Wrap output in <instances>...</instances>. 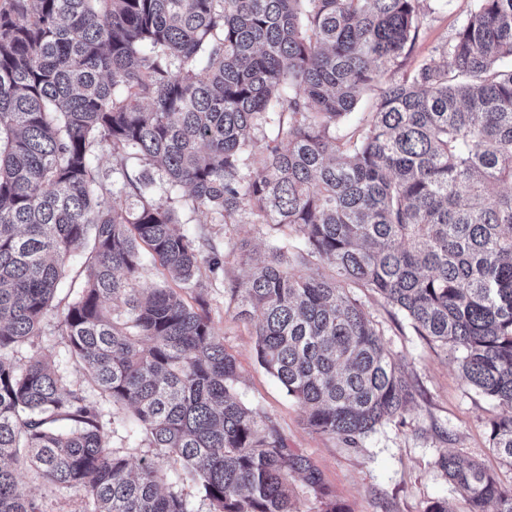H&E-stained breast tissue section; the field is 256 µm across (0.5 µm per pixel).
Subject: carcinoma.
<instances>
[{
    "label": "carcinoma",
    "mask_w": 512,
    "mask_h": 512,
    "mask_svg": "<svg viewBox=\"0 0 512 512\" xmlns=\"http://www.w3.org/2000/svg\"><path fill=\"white\" fill-rule=\"evenodd\" d=\"M420 2L0 0V512H42L11 468L23 456L32 480L83 492L78 512H193L188 484L208 512H298L295 474L342 512L237 399L236 361L195 293L223 262L174 229V202L201 224L292 230L261 259L240 246L249 286L228 292L314 432L355 446L412 399L351 294L366 288L457 353L504 409L489 441L512 460V0H474L442 61L400 76ZM105 148L110 184L94 164ZM79 251L58 325L75 381L18 353ZM146 253L163 280L144 294L130 280ZM107 404L131 409L135 469L108 446ZM164 460L181 465L166 485ZM436 464L472 512H512L479 465Z\"/></svg>",
    "instance_id": "cac0c4a2"
}]
</instances>
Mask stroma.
I'll use <instances>...</instances> for the list:
<instances>
[{
    "label": "stroma",
    "instance_id": "stroma-1",
    "mask_svg": "<svg viewBox=\"0 0 512 512\" xmlns=\"http://www.w3.org/2000/svg\"><path fill=\"white\" fill-rule=\"evenodd\" d=\"M472 4L473 0H451L445 6L440 0H425L419 35L402 58V73L438 60L441 46L464 22ZM206 231L215 246L244 243L258 257L264 254L271 233L268 225L247 223L210 224ZM80 266V259L70 261L54 301L56 313L46 319L44 335L22 350L23 360L49 358L73 379L80 373L68 362L66 341L55 335L54 328L58 310L72 300L70 286ZM200 281L213 326L237 362L239 399L274 424L289 448L309 459L344 512H425L442 500L451 512H469L467 498L436 466L446 454L479 463L495 475L502 490L512 491V460L499 455L489 442V422L501 414V407L467 385L452 349L418 336L378 295L363 289L356 292L410 383L413 398L402 415L351 446L341 438L312 431L304 408L285 396L259 365L254 323L239 317L236 302L224 294L230 286L246 288V266L230 254L223 274L206 271Z\"/></svg>",
    "mask_w": 512,
    "mask_h": 512
}]
</instances>
